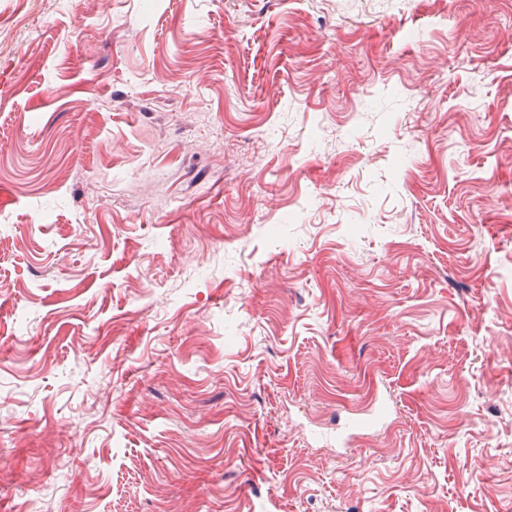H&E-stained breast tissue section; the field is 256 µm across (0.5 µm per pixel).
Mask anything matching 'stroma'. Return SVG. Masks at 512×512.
<instances>
[{
    "instance_id": "stroma-1",
    "label": "stroma",
    "mask_w": 512,
    "mask_h": 512,
    "mask_svg": "<svg viewBox=\"0 0 512 512\" xmlns=\"http://www.w3.org/2000/svg\"><path fill=\"white\" fill-rule=\"evenodd\" d=\"M32 496L512 512V0H0Z\"/></svg>"
}]
</instances>
